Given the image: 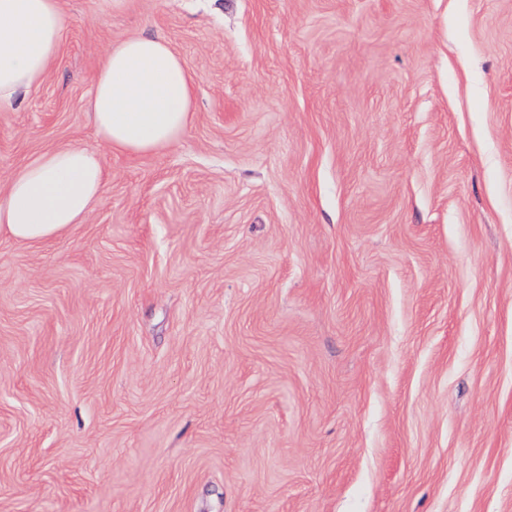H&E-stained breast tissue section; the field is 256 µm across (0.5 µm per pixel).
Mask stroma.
I'll return each instance as SVG.
<instances>
[{"label": "stroma", "mask_w": 512, "mask_h": 512, "mask_svg": "<svg viewBox=\"0 0 512 512\" xmlns=\"http://www.w3.org/2000/svg\"><path fill=\"white\" fill-rule=\"evenodd\" d=\"M0 186L109 42L194 79L86 223L0 236V512H512V0H63Z\"/></svg>", "instance_id": "obj_1"}]
</instances>
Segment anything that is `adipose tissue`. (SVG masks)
<instances>
[{"mask_svg": "<svg viewBox=\"0 0 512 512\" xmlns=\"http://www.w3.org/2000/svg\"><path fill=\"white\" fill-rule=\"evenodd\" d=\"M65 28L61 0H0V108L38 88L57 59ZM103 151L49 150L0 190V235L26 244L60 238L85 223L103 194V152L153 153L178 142L192 122L193 78L163 39L109 44L88 100Z\"/></svg>", "mask_w": 512, "mask_h": 512, "instance_id": "1", "label": "adipose tissue"}]
</instances>
